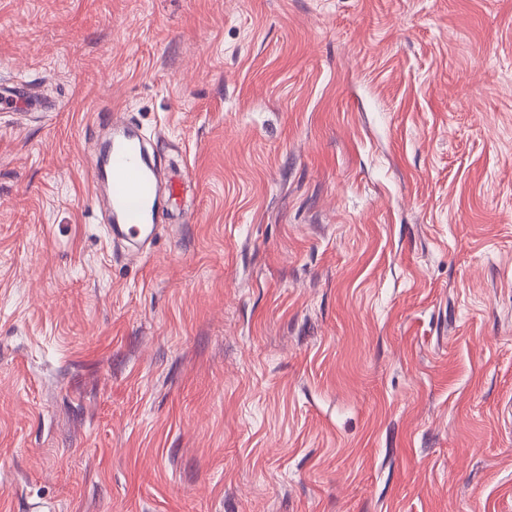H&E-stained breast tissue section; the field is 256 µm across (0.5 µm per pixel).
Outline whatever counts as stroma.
I'll list each match as a JSON object with an SVG mask.
<instances>
[{"instance_id":"obj_1","label":"stroma","mask_w":512,"mask_h":512,"mask_svg":"<svg viewBox=\"0 0 512 512\" xmlns=\"http://www.w3.org/2000/svg\"><path fill=\"white\" fill-rule=\"evenodd\" d=\"M19 77L0 512H512V0H0ZM113 123L118 128L110 141L107 186L99 204L112 217V239L137 243L154 235V216L162 201L176 204L180 175L166 170L163 192L159 171L138 129L119 125L114 118Z\"/></svg>"}]
</instances>
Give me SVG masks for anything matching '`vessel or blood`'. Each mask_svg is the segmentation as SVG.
Returning <instances> with one entry per match:
<instances>
[{
	"label": "vessel or blood",
	"instance_id": "vessel-or-blood-1",
	"mask_svg": "<svg viewBox=\"0 0 512 512\" xmlns=\"http://www.w3.org/2000/svg\"><path fill=\"white\" fill-rule=\"evenodd\" d=\"M108 167L99 204L112 218L113 240L136 243L152 237L161 203L177 201L179 174L159 172L138 129L123 125L112 134Z\"/></svg>",
	"mask_w": 512,
	"mask_h": 512
}]
</instances>
